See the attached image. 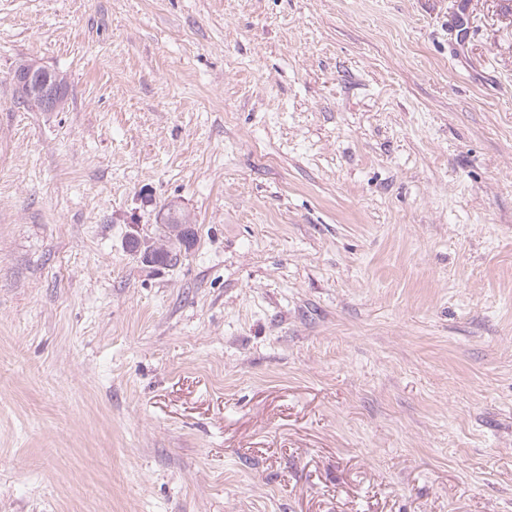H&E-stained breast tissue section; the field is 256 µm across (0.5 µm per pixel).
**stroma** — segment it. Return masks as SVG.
I'll return each instance as SVG.
<instances>
[{
  "instance_id": "obj_1",
  "label": "stroma",
  "mask_w": 512,
  "mask_h": 512,
  "mask_svg": "<svg viewBox=\"0 0 512 512\" xmlns=\"http://www.w3.org/2000/svg\"><path fill=\"white\" fill-rule=\"evenodd\" d=\"M0 512H512V0H0ZM11 80L15 100L23 106L41 112H56L65 105L67 96L62 94V88L66 80L55 71L49 72L37 63H29L15 68ZM173 222H176L175 219H173V215L171 213V209L170 207L167 209V214H166V220L163 222L165 223V227L167 228V233L169 234H165V238L168 240L167 243L168 245H164V247H159V248H156L153 250V258H154V263L156 264H160V265H170L173 261H177V258L179 256V254H181V251H182V248H183V245L185 246L184 250H188L191 245L193 244V241H194V231L191 230L187 232L186 235H183V236H180V235H177L175 236L177 241L175 243H173L172 241V238H171V230L175 227L176 224L178 223H173Z\"/></svg>"
}]
</instances>
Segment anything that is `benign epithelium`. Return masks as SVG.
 <instances>
[{
    "instance_id": "7a95c632",
    "label": "benign epithelium",
    "mask_w": 512,
    "mask_h": 512,
    "mask_svg": "<svg viewBox=\"0 0 512 512\" xmlns=\"http://www.w3.org/2000/svg\"><path fill=\"white\" fill-rule=\"evenodd\" d=\"M66 80L57 72H50L37 63L15 68L12 85L17 103L41 112H56L66 102L62 94Z\"/></svg>"
}]
</instances>
